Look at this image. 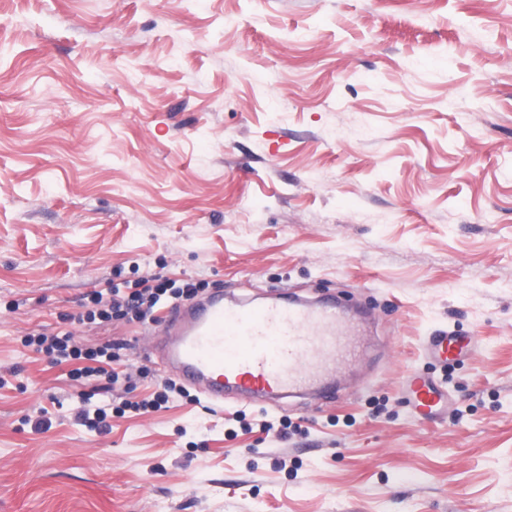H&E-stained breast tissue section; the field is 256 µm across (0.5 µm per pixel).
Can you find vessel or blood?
Instances as JSON below:
<instances>
[{"mask_svg":"<svg viewBox=\"0 0 512 512\" xmlns=\"http://www.w3.org/2000/svg\"><path fill=\"white\" fill-rule=\"evenodd\" d=\"M347 319L332 301L228 300L217 289L169 306L153 349L166 376L218 407L240 395L264 404L304 393L326 398L336 366L356 356ZM473 343L440 329L428 336L424 349L445 363L466 355ZM405 389L423 418L436 415L446 402L437 386L416 374L407 378Z\"/></svg>","mask_w":512,"mask_h":512,"instance_id":"1","label":"vessel or blood"}]
</instances>
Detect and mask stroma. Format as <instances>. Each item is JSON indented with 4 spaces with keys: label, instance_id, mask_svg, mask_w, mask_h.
Returning a JSON list of instances; mask_svg holds the SVG:
<instances>
[{
    "label": "stroma",
    "instance_id": "stroma-1",
    "mask_svg": "<svg viewBox=\"0 0 512 512\" xmlns=\"http://www.w3.org/2000/svg\"><path fill=\"white\" fill-rule=\"evenodd\" d=\"M154 274L336 296L365 355L330 402L86 430L97 381L22 340ZM161 327L71 331L119 402ZM446 328L476 349L427 357ZM0 377V512H512V0H0ZM405 389L413 410L420 417H433L445 403L448 404V393H443L437 386L417 374L407 378Z\"/></svg>",
    "mask_w": 512,
    "mask_h": 512
}]
</instances>
